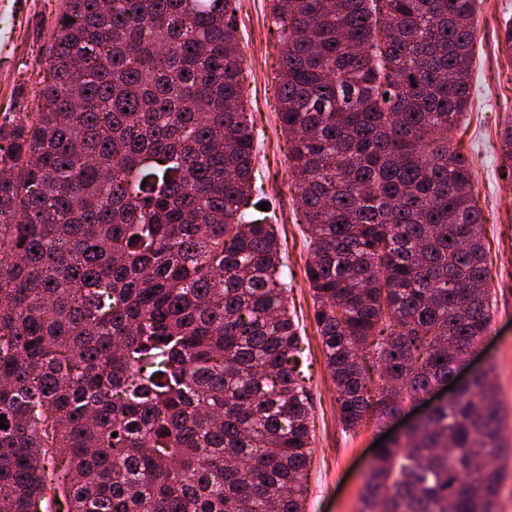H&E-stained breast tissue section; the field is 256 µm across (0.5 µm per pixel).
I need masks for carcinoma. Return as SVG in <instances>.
<instances>
[{
  "label": "carcinoma",
  "mask_w": 512,
  "mask_h": 512,
  "mask_svg": "<svg viewBox=\"0 0 512 512\" xmlns=\"http://www.w3.org/2000/svg\"><path fill=\"white\" fill-rule=\"evenodd\" d=\"M238 9L61 0L33 107L0 116V512H304L301 337L254 185ZM478 9L272 0L346 431L448 380L491 327L486 218L443 136L469 107ZM501 150L512 181L511 125ZM505 419L476 375L378 450L359 512H500Z\"/></svg>",
  "instance_id": "1"
}]
</instances>
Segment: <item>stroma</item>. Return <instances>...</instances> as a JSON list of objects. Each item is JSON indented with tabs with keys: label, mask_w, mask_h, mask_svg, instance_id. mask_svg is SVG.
Instances as JSON below:
<instances>
[{
	"label": "stroma",
	"mask_w": 512,
	"mask_h": 512,
	"mask_svg": "<svg viewBox=\"0 0 512 512\" xmlns=\"http://www.w3.org/2000/svg\"><path fill=\"white\" fill-rule=\"evenodd\" d=\"M57 8L58 0H0V113L17 111L24 80L36 78ZM270 8L271 0H241L237 24L246 107L255 124L257 177L285 249L282 276L290 286L288 307L301 329L300 369L314 424L305 512H358L374 458L372 446L384 431L372 423L344 431L337 413L336 391L313 322V296L303 274L309 252L288 170L290 144L279 121L274 76L280 45ZM509 15L512 0H481L473 98L452 135L472 160L475 201L487 219L484 243L494 291L491 331L481 352L468 357L459 372L491 370L506 408L505 435L512 439V182L500 174V132L504 122L512 121V59L499 46L502 20Z\"/></svg>",
	"instance_id": "35a3bbf8"
}]
</instances>
